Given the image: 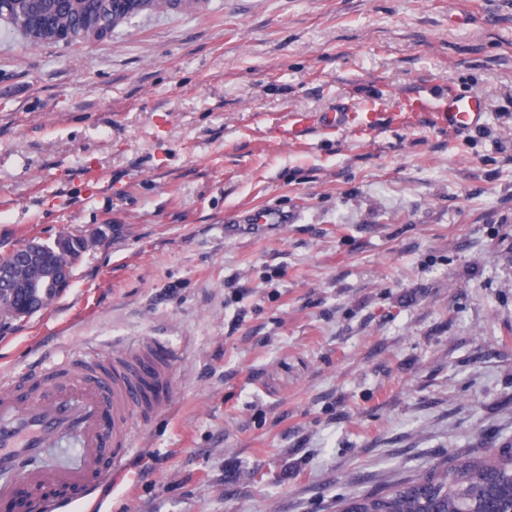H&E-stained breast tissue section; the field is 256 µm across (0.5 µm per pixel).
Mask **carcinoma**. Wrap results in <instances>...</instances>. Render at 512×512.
<instances>
[{
	"label": "carcinoma",
	"instance_id": "cac0c4a2",
	"mask_svg": "<svg viewBox=\"0 0 512 512\" xmlns=\"http://www.w3.org/2000/svg\"><path fill=\"white\" fill-rule=\"evenodd\" d=\"M47 28L93 45L87 23L113 29L112 0H18ZM512 508V446L482 456L458 455L384 490L355 493L340 512H509Z\"/></svg>",
	"mask_w": 512,
	"mask_h": 512
}]
</instances>
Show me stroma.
<instances>
[{
    "label": "stroma",
    "instance_id": "stroma-1",
    "mask_svg": "<svg viewBox=\"0 0 512 512\" xmlns=\"http://www.w3.org/2000/svg\"><path fill=\"white\" fill-rule=\"evenodd\" d=\"M418 93L486 114L401 115ZM510 104L512 0H208L90 48L0 21V256L98 238L0 326V376L177 353L83 512H337L512 445ZM367 108L378 127L274 136ZM442 112L447 114L449 130H457L480 120L485 106L481 96L475 93L449 95Z\"/></svg>",
    "mask_w": 512,
    "mask_h": 512
}]
</instances>
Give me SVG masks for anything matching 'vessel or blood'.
<instances>
[{"mask_svg":"<svg viewBox=\"0 0 512 512\" xmlns=\"http://www.w3.org/2000/svg\"><path fill=\"white\" fill-rule=\"evenodd\" d=\"M449 129L481 119L480 95L449 96L442 108ZM372 112H329L322 125L340 128L355 122L374 123ZM175 356L150 340L119 355L85 356L72 369L52 362L34 372L35 382L18 389L15 380L0 385V497H9L15 480L48 493L47 512L72 507V493L93 495L121 470L134 443V416L148 406L149 384L170 387ZM71 440L76 445L68 467L19 470L20 461L41 455L44 448Z\"/></svg>","mask_w":512,"mask_h":512,"instance_id":"b4317fda","label":"vessel or blood"}]
</instances>
